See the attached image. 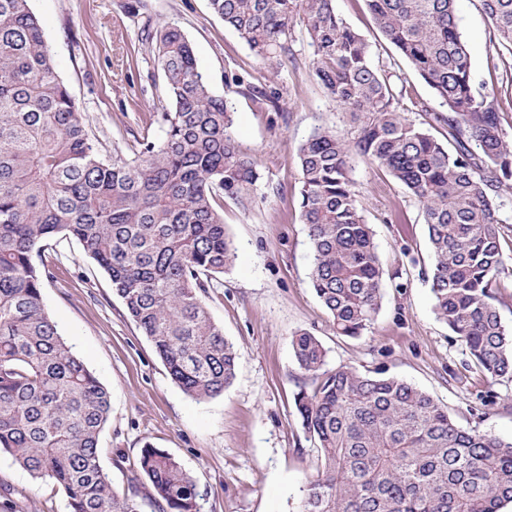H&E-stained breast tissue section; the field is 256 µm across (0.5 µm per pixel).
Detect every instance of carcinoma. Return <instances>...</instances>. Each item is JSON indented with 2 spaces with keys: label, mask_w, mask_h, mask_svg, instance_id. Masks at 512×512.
Here are the masks:
<instances>
[{
  "label": "carcinoma",
  "mask_w": 512,
  "mask_h": 512,
  "mask_svg": "<svg viewBox=\"0 0 512 512\" xmlns=\"http://www.w3.org/2000/svg\"><path fill=\"white\" fill-rule=\"evenodd\" d=\"M29 2L0 0V453L54 481L69 512H142L114 493L99 464L109 394L45 310L49 271L34 255L58 235L78 240L173 382L211 399L230 387L238 365L202 300L235 256L215 201L222 194L248 208L261 174L231 135V107L213 95L176 27L156 34L172 103L163 139L143 142L134 160L104 162ZM480 2L492 41L512 47V0ZM367 5L439 100L435 120L447 127V142L400 111L335 0H210L274 71L288 56L289 35L304 27L313 76L350 116L349 133L319 128L298 147L311 286L336 334L362 335L383 302L385 270L352 177L361 157L421 206L436 317L490 382H512V330L495 292L512 265L501 243L512 139L498 101L473 90L456 0ZM292 348L299 369L314 376L294 404L318 452L300 512H499L512 502V440L458 426L447 407L403 379L324 369L326 350L306 332ZM140 468L159 512H200L195 481L170 454L147 445Z\"/></svg>",
  "instance_id": "carcinoma-1"
}]
</instances>
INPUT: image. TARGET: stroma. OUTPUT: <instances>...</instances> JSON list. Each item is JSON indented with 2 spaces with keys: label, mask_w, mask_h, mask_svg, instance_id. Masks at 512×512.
<instances>
[{
  "label": "stroma",
  "mask_w": 512,
  "mask_h": 512,
  "mask_svg": "<svg viewBox=\"0 0 512 512\" xmlns=\"http://www.w3.org/2000/svg\"><path fill=\"white\" fill-rule=\"evenodd\" d=\"M337 12L364 37L378 68L404 89L402 106L415 124L446 139L434 122L440 104L407 59L377 29L365 0H335ZM55 67L83 114L104 160L134 158L143 141L160 142L170 111L158 64L157 30L178 26L194 49L212 92L233 107V134L261 174L263 202L242 209L224 200V225L236 248L233 264L213 280L205 303L238 352L233 384L206 401L171 380L151 343L129 317L105 272L73 238L41 251L52 276L43 305L59 335L97 376L110 397L99 436V464L120 496L152 488L139 466L145 445L164 449L188 471L201 512H299L316 452L294 406L311 379L294 359L299 332L324 346L327 369L352 367L406 380L445 405L460 427L512 437V382L489 385L459 341L440 322L426 276L432 266L427 228L415 198L364 160L353 178L385 269L383 304L358 338L337 335L309 280L312 252L300 218L297 148L315 129H348L310 71L313 49L296 30L279 74H271L211 9L209 0H30ZM475 89L496 96L503 128L512 134V52L491 41L479 0H457ZM245 79L236 86L233 76ZM257 87L280 98L258 110ZM495 391L494 404L479 397ZM0 512H68L51 480L36 479L0 455Z\"/></svg>",
  "instance_id": "1"
}]
</instances>
